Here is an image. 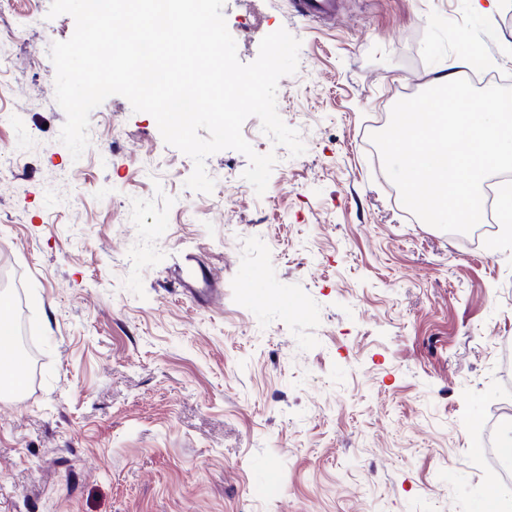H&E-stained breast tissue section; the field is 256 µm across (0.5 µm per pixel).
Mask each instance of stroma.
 Here are the masks:
<instances>
[{"label":"stroma","instance_id":"35a3bbf8","mask_svg":"<svg viewBox=\"0 0 512 512\" xmlns=\"http://www.w3.org/2000/svg\"><path fill=\"white\" fill-rule=\"evenodd\" d=\"M51 0H6L0 71V271L35 337L24 392L0 399V512H482L498 478L476 420L512 419V238L474 244L414 216L372 133L437 66L430 12L461 0H341L321 24L287 0H225L241 62L299 38L277 110L306 147L242 133L277 162L266 192L223 150L211 193L192 159L119 95L90 145L60 142ZM489 51L512 86V0ZM224 284L210 308L173 291L183 255Z\"/></svg>","mask_w":512,"mask_h":512}]
</instances>
